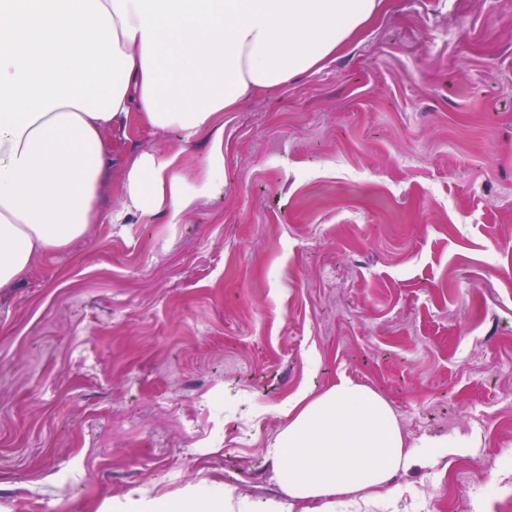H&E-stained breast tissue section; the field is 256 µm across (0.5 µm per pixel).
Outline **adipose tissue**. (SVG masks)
Wrapping results in <instances>:
<instances>
[{"mask_svg": "<svg viewBox=\"0 0 512 512\" xmlns=\"http://www.w3.org/2000/svg\"><path fill=\"white\" fill-rule=\"evenodd\" d=\"M383 0H0V288L35 256L66 249L93 224L181 223L220 187L225 113L252 93L322 68ZM208 146L196 186L179 155H135L112 186L104 138L129 121ZM120 189V209L106 208ZM267 448L284 495L254 504L232 489L174 498L135 490L120 512H416L393 480L418 459L438 463L448 440L407 443L390 405L342 380L297 394Z\"/></svg>", "mask_w": 512, "mask_h": 512, "instance_id": "adipose-tissue-1", "label": "adipose tissue"}]
</instances>
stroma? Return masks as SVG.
<instances>
[{"label": "stroma", "instance_id": "35a3bbf8", "mask_svg": "<svg viewBox=\"0 0 512 512\" xmlns=\"http://www.w3.org/2000/svg\"><path fill=\"white\" fill-rule=\"evenodd\" d=\"M113 155L165 146L112 132ZM346 378L431 512H512V0H384L316 72L224 115V186L182 223L95 224L0 289V512L134 488L281 496L265 456Z\"/></svg>", "mask_w": 512, "mask_h": 512}]
</instances>
